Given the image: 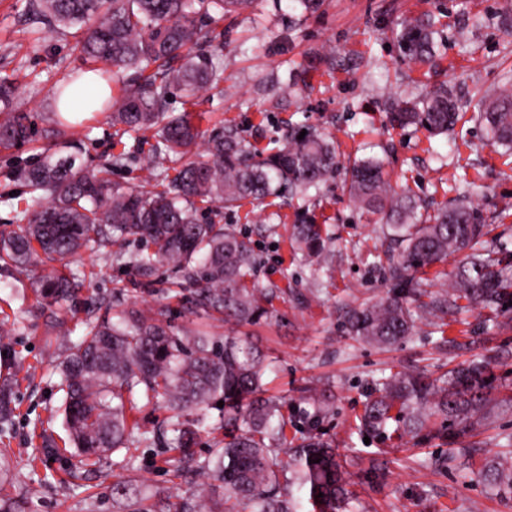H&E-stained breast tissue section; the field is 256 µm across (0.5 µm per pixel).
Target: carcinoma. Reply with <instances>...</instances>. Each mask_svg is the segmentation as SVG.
Segmentation results:
<instances>
[{
    "label": "carcinoma",
    "mask_w": 512,
    "mask_h": 512,
    "mask_svg": "<svg viewBox=\"0 0 512 512\" xmlns=\"http://www.w3.org/2000/svg\"><path fill=\"white\" fill-rule=\"evenodd\" d=\"M251 0H29L51 27L73 30L74 49L104 82L110 70L130 73L119 98L105 104L116 131L139 137L152 133L156 144L150 164L152 189L112 182V166L128 160L122 153L103 163L66 157L46 149L40 161L16 173L34 205L17 213L16 229L0 233V268L35 271L82 250L119 247L130 237L152 250L128 262L137 272L171 266L182 274L168 291L191 313L203 311L219 321L255 325L273 317V299L286 290L258 288L260 259L249 239L222 224H201L198 205L214 212L243 199L259 203L288 191L302 199L342 169L336 143L316 132L290 126L283 146L259 151L246 145L238 128L225 126L208 136L189 112L166 111L168 95L182 92L186 102L224 81V43L210 25L224 14L246 9ZM440 34L429 14L401 23L395 40L409 62L426 64L436 53ZM17 88L0 76V149L35 140L25 112L12 108ZM478 121L492 146L512 151V75L499 92L480 98ZM462 105L439 86L416 98L393 97L392 124L415 126L433 135L454 132ZM345 169L342 190L360 208L385 219L384 235L396 255L387 269V296L348 312L345 328L353 338L384 345L411 335L412 304L434 312L453 301L496 312L512 311V268L500 248L485 246V217L467 196L429 212L410 193L396 192L383 160L369 156ZM293 248L308 257L324 251L322 225L302 208L293 230ZM465 253L450 276L451 294H432L418 276L451 254ZM35 307H58L73 314L70 279L51 271L34 279ZM429 301L424 302L422 298ZM85 330L60 362L65 417L77 449L70 475L99 471L106 455L126 447L140 430L133 412L141 393L160 399L171 412L170 440L158 455L177 478L194 472L207 477L189 497L156 492L132 502L131 512H353L354 482L340 454L319 433L308 432L287 448L279 402L263 397L271 363L251 343L224 337L220 346L206 328L180 336L157 313L131 308L117 320L84 322ZM495 376L491 362L473 360L438 377L400 370L373 384L360 418L361 427L382 438L422 436L440 440L453 453L458 439L488 420ZM224 402L217 408L218 402ZM217 408L224 440L208 455L195 457L197 431L185 419L192 410ZM290 459L285 475L281 455ZM489 490L512 498V450L485 460L476 473Z\"/></svg>",
    "instance_id": "cac0c4a2"
}]
</instances>
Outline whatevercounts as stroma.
I'll return each mask as SVG.
<instances>
[{
  "label": "stroma",
  "instance_id": "35a3bbf8",
  "mask_svg": "<svg viewBox=\"0 0 512 512\" xmlns=\"http://www.w3.org/2000/svg\"><path fill=\"white\" fill-rule=\"evenodd\" d=\"M507 11L512 12V0H325L322 12L310 16L289 8L288 0H253L248 10L221 24L223 93H201L188 108L175 90L169 109H191L208 131L235 124L260 149L274 148L290 123L321 131L336 140L344 156L383 157L395 190L436 204L464 192L479 204L491 237L512 244V156L487 144L473 99L475 93L497 90L512 68V28L501 23ZM426 12L442 22L437 56L426 65L403 61L393 31L402 20ZM475 16L482 17V26L460 39L459 29ZM73 44L68 32L32 15L28 0H0V75L15 79L20 103L39 132L36 142L0 152V232L11 230L28 198L16 171L37 163L45 133L55 127L52 87L84 69ZM302 67L307 75L296 101L274 107L272 80L287 82L292 70ZM441 83L464 102L455 134L388 125V96H415ZM65 137L97 159L131 152V161L113 168L114 182L150 181L146 162L152 139L117 142L105 114L66 128ZM310 209L330 238L329 254L318 263L291 254L284 235L268 231L275 223L295 224L297 206L289 199L271 197L260 207L244 200L218 214L199 211L201 222L251 239L261 259L257 287L288 289L274 299L272 319L245 327L217 325V338H248L271 360L265 389L280 399L289 435L303 437L300 424L313 412L311 396L327 399L329 411L319 427L357 483L359 512H512V500L486 491L475 477L485 458L512 443V408H493L487 426L474 438H463L455 451L437 440L369 439L359 422L373 380L401 369L438 376L486 358L512 395V311L496 315L451 307L435 320L416 321L413 335L392 346L353 339L344 327L346 311L386 296L390 288L382 225L342 193L336 178L323 184ZM62 271L74 277L78 302L102 298L115 310L161 308L185 336L198 326L167 294L168 282L179 278L172 267L144 277L104 249L81 251ZM32 281L31 273L0 270V329L9 332L17 354L13 360L0 357V384H10L13 407L0 447L13 448L4 465L22 478L12 496L23 501L25 512H126L123 503L113 501L112 484L129 474L140 494L186 492V485L161 467L152 447L135 438L128 451L107 457L99 477H68L71 443L56 359L80 339L84 326L76 317L59 329L52 311L34 310ZM470 444L477 445V453H465ZM444 454L447 465L433 466ZM377 464L382 477L367 478Z\"/></svg>",
  "mask_w": 512,
  "mask_h": 512
}]
</instances>
